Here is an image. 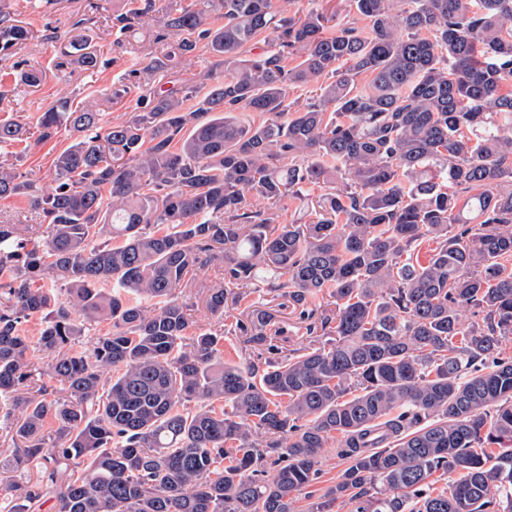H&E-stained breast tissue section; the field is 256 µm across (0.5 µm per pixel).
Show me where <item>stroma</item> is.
Instances as JSON below:
<instances>
[{
	"mask_svg": "<svg viewBox=\"0 0 512 512\" xmlns=\"http://www.w3.org/2000/svg\"><path fill=\"white\" fill-rule=\"evenodd\" d=\"M168 0H155L156 12L141 18L125 33L117 28V16L124 14L129 0H0L12 17L22 22L31 36L22 49L9 56L0 55V119H11L24 124L23 141L0 149V165L15 169L37 187L52 184L53 159L73 141L65 129H58L50 137H43L38 117L59 99H67L71 106L101 113L104 122H121L132 116L138 99L149 90L176 80L186 84L198 81L200 74L213 68L215 59L203 48L193 57L173 58L168 70L152 73L144 70L149 58L169 55L173 37L164 36L160 10ZM88 19V34L101 63L97 69L85 70L67 63L60 55L62 38L74 22ZM30 67L42 71L40 85L29 87L17 84L15 71ZM125 86L120 98L110 97V88ZM330 184L305 187L304 199L285 196L279 200L251 198L255 211L275 224H306L310 221L308 201L330 191ZM0 222L20 225L24 235L34 242L43 239L44 226L24 196L0 199ZM224 268L213 263L206 266L196 279L177 291L180 304L186 309L193 328L218 333L224 338L223 357L228 363H244L300 353L308 347L324 343L320 321L334 313L336 306L328 294H320L310 301L314 314L301 318L298 309L288 302L280 291L256 288L250 285L228 289L224 302L223 320L213 319L207 312L208 290L222 282ZM266 312L270 322L263 328V339L250 341L243 331L250 323L252 312ZM12 442L6 432L0 431V512H10L15 503V488L33 483L37 472L23 467L5 465L11 453ZM321 477L308 491L298 492V512H307L313 498L335 485L347 463L337 454L336 442H328L320 458Z\"/></svg>",
	"mask_w": 512,
	"mask_h": 512,
	"instance_id": "stroma-1",
	"label": "stroma"
}]
</instances>
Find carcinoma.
Returning <instances> with one entry per match:
<instances>
[{"label": "carcinoma", "mask_w": 512, "mask_h": 512, "mask_svg": "<svg viewBox=\"0 0 512 512\" xmlns=\"http://www.w3.org/2000/svg\"><path fill=\"white\" fill-rule=\"evenodd\" d=\"M199 2L164 22L179 55L203 41L216 57L199 82L105 129L66 101L42 112L46 132L75 136L46 191L0 166V198L29 195L47 224L34 245L0 224V399L15 464L39 473L13 512L50 495L56 512H297L331 439L348 467L307 512L347 496L355 512H512V0H350L366 34L329 31L317 8L296 20L274 0ZM28 39L0 11V53ZM61 53L99 64L79 24ZM290 86L319 94L292 111ZM23 136L0 121V146ZM336 178L310 224L248 208L250 193ZM214 262L212 317L239 285L281 290L304 317L327 292L331 339L262 370L224 363L222 336L188 334L175 298ZM47 276L66 298L35 285ZM105 320L90 354L71 352ZM36 352L66 396L13 397ZM448 467L459 478L438 492L428 478Z\"/></svg>", "instance_id": "obj_1"}]
</instances>
